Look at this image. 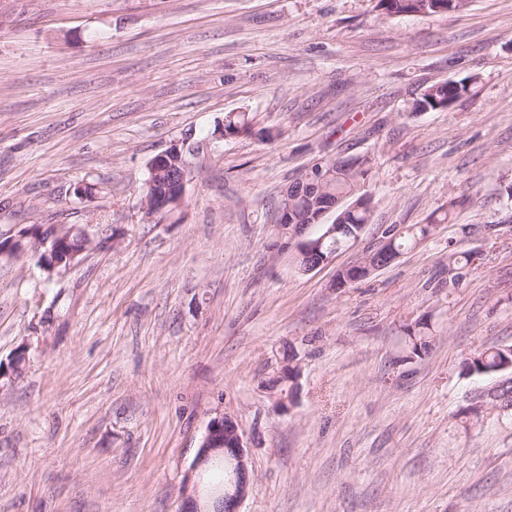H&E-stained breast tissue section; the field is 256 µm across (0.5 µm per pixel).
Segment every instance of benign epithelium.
Segmentation results:
<instances>
[{"mask_svg": "<svg viewBox=\"0 0 512 512\" xmlns=\"http://www.w3.org/2000/svg\"><path fill=\"white\" fill-rule=\"evenodd\" d=\"M185 150V143L176 141L149 162L150 175L154 177L165 174L167 180L163 194L144 198L147 213L153 214L158 210L179 205L192 172L191 165L182 162ZM74 234L81 237L84 244H89V237L85 231L76 227L50 225L39 228L35 239L41 248L39 264L45 274L52 275L57 271L59 263L55 259V254L58 247L62 243H68ZM219 454L224 456L228 477L224 487L216 491H207L197 481L196 475L202 474L205 467ZM250 489V470L243 435L232 417L219 413L207 424L191 472L181 487L183 508L189 512H240V506Z\"/></svg>", "mask_w": 512, "mask_h": 512, "instance_id": "benign-epithelium-1", "label": "benign epithelium"}]
</instances>
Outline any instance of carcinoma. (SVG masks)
<instances>
[{
  "instance_id": "1",
  "label": "carcinoma",
  "mask_w": 512,
  "mask_h": 512,
  "mask_svg": "<svg viewBox=\"0 0 512 512\" xmlns=\"http://www.w3.org/2000/svg\"><path fill=\"white\" fill-rule=\"evenodd\" d=\"M468 0H379V6L389 14H436L462 9ZM448 102V82L430 86L421 99L415 104V111L435 110ZM254 126V118L249 112H228L224 114V135L228 137L249 134ZM371 162L367 157L354 160L325 159L313 164L304 173V179L297 185L287 188L282 196L279 210L284 212L277 220L276 239L270 247L285 251L292 245V235L297 224H314L319 212L318 205L336 200L333 223L336 233L325 240L315 235L312 241L316 246L309 251V256L298 258L300 266L309 262L318 263L324 257L334 254L350 243L356 241L366 224L371 220V206L366 201L367 193L363 192ZM434 231V225L411 224L399 228L395 225L385 231L386 244L378 251H369L358 259V262L374 270L380 268L383 260L400 255L404 250L428 239ZM471 261L470 254L458 252L453 243H448V284L457 286L462 275L460 270ZM408 343L400 360L412 361L425 356L433 341L432 324L422 318L405 329ZM504 350H484L476 352L462 360L463 371L469 374H485L487 376L500 373L503 365Z\"/></svg>"
}]
</instances>
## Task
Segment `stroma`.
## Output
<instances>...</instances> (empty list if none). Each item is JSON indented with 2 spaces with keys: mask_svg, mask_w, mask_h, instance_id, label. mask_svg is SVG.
<instances>
[{
  "mask_svg": "<svg viewBox=\"0 0 512 512\" xmlns=\"http://www.w3.org/2000/svg\"><path fill=\"white\" fill-rule=\"evenodd\" d=\"M379 0H0V239L84 228L45 281L0 255V512H181L215 413L247 444L240 512H512V411L468 409L512 345V0L390 16ZM475 82L413 112L435 83ZM258 129L225 137L224 115ZM197 145L180 206L148 163ZM369 157L371 222L317 269L271 254L289 180ZM95 184L79 199L77 183ZM451 221H444V213ZM433 235L346 288L384 230ZM471 252L448 285V246ZM435 329L402 364L404 329ZM294 353L293 406L262 384ZM506 350H484L476 352L462 360V369L469 374L494 375L507 370H498L503 365ZM472 357H475L474 359ZM480 358V359H479ZM481 372H484L482 374Z\"/></svg>",
  "mask_w": 512,
  "mask_h": 512,
  "instance_id": "obj_1",
  "label": "stroma"
}]
</instances>
